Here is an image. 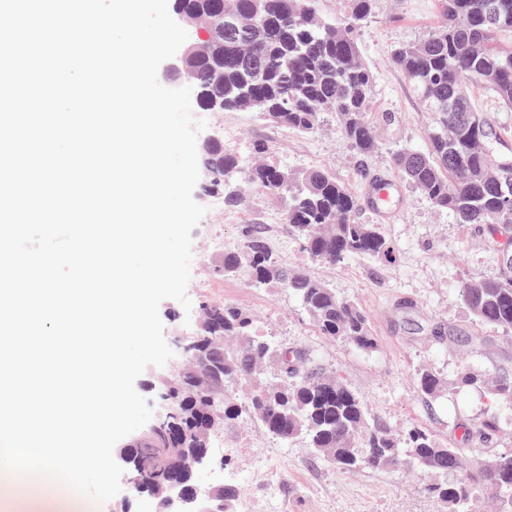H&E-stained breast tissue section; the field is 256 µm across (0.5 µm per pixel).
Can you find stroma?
<instances>
[{
  "mask_svg": "<svg viewBox=\"0 0 512 512\" xmlns=\"http://www.w3.org/2000/svg\"><path fill=\"white\" fill-rule=\"evenodd\" d=\"M440 21L439 0H374L372 16L357 36L359 54L373 74L369 119L379 146L372 155L361 156L346 146L331 114L325 115L320 132L302 135L269 126L253 112L197 109L194 117L207 122L199 138L220 134L225 151L243 159L251 157L255 140H267L269 163L290 171L323 169L351 193H360L379 170L391 169L393 154L428 144L431 116L406 76L394 67L391 55L398 45L425 38ZM471 93L496 132L495 155L512 157V110L481 86H473ZM193 197L207 209L192 232L187 295L193 307L205 301L234 303L255 316L260 335L316 351L323 367L342 376L370 418L395 434L427 427L438 440L463 448L476 464L494 454L512 455L510 416L503 417L500 432L487 443L463 440L457 429L458 420L476 427L497 410L479 388H459L464 370L512 377V329L476 322L458 296L466 282L498 272L497 255L477 229L454 223L448 213L435 210L407 185L395 222L380 226L391 245L390 261L353 257L328 266L312 263L288 235L281 203L253 192L242 205L215 206L200 185ZM251 224L265 229L283 263L307 268L365 311L377 341L373 351L319 336L295 297L285 291L251 287L243 275L208 276L203 261L217 259L215 241L235 247ZM427 368L445 383L431 399L416 387L418 373ZM210 447L223 465L201 467L200 488L235 486L252 512H269L273 493L285 502L287 512H446L428 490L433 481L429 474L404 466L342 472L315 455L305 438L286 443L255 423L226 424L212 436Z\"/></svg>",
  "mask_w": 512,
  "mask_h": 512,
  "instance_id": "stroma-1",
  "label": "stroma"
}]
</instances>
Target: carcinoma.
Here are the masks:
<instances>
[{"instance_id": "carcinoma-1", "label": "carcinoma", "mask_w": 512, "mask_h": 512, "mask_svg": "<svg viewBox=\"0 0 512 512\" xmlns=\"http://www.w3.org/2000/svg\"><path fill=\"white\" fill-rule=\"evenodd\" d=\"M315 0H173V11L208 20L196 41L213 48L209 58L186 55L202 110L257 112L269 125L312 135L322 115L338 117L344 141L361 155L378 148L368 119L373 76L358 55L356 35L369 19L373 0H350V11L328 23ZM495 5L493 23L485 6ZM443 22L423 41L395 48L392 63L410 81L433 131L426 149L407 148L392 157L402 177L433 207L469 224L487 238L496 254L512 256V201L498 182L512 183V157L490 159L485 113L469 92L476 83L512 109V0H440ZM210 187L236 207L259 192L284 205L288 234L314 263L337 265L351 257L389 261V242L375 224L353 220L359 200L329 172L309 169L292 173L264 160L268 144H254L250 161L224 151L220 137L205 141ZM221 277L241 273L256 287L280 288L293 294L319 335L344 340L357 348H375L368 317L356 304L310 272L279 260L267 235L245 230L241 245L206 264ZM460 298L482 324L512 328V264L499 262L497 276L466 283ZM211 311L190 341L199 363L189 374L169 375L158 388L170 395V426L147 432L140 441L146 453L132 460L133 469L152 490L164 472L171 448H205L210 435L228 422L255 421L284 441L304 436L334 468L355 471L411 468L439 475L429 492L448 512H472L480 493L495 497L501 512H512V455L495 456L481 465L467 461L462 449L438 441L427 429L412 427L400 438L370 423L367 410L339 374L322 367L310 350L288 351L260 336L251 314L232 303H209ZM276 367L273 378L267 368ZM245 387L244 400L228 394ZM492 399L512 403V380L486 381ZM440 375L425 369L417 388L425 396L441 391ZM501 428L492 415L477 429H458L468 438L491 439ZM453 478H448V475Z\"/></svg>"}]
</instances>
